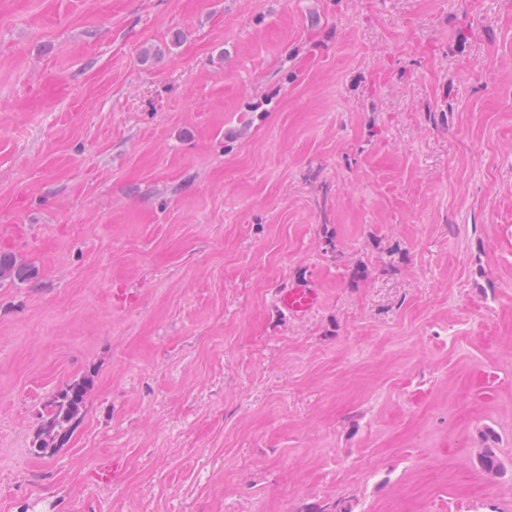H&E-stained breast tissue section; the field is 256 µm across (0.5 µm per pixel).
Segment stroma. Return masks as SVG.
<instances>
[{
    "label": "stroma",
    "mask_w": 512,
    "mask_h": 512,
    "mask_svg": "<svg viewBox=\"0 0 512 512\" xmlns=\"http://www.w3.org/2000/svg\"><path fill=\"white\" fill-rule=\"evenodd\" d=\"M0 252V512H512V0H0ZM318 294L308 283H295L278 292V303L282 308L294 313H305L315 307ZM89 385L86 381L73 383L54 393L44 403L46 425L38 452L53 447L59 440H66L85 406ZM56 445V444H55Z\"/></svg>",
    "instance_id": "stroma-1"
}]
</instances>
